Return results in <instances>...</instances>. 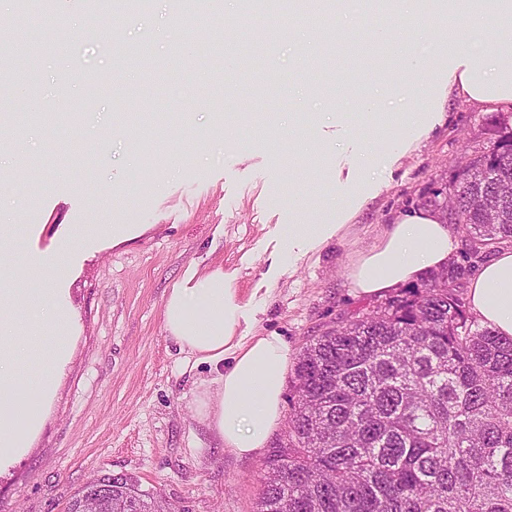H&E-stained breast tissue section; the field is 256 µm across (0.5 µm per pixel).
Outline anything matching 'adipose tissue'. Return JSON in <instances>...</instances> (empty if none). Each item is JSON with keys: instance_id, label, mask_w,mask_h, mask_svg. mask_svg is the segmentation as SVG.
Instances as JSON below:
<instances>
[{"instance_id": "1", "label": "adipose tissue", "mask_w": 512, "mask_h": 512, "mask_svg": "<svg viewBox=\"0 0 512 512\" xmlns=\"http://www.w3.org/2000/svg\"><path fill=\"white\" fill-rule=\"evenodd\" d=\"M406 79L401 94L417 104L395 117L397 136L378 152H365L351 133L374 116L372 100L359 110L336 115L338 155L348 166L337 187L326 224H284L280 235L289 262H297L341 235L359 208L387 185L394 168L413 144L427 137L456 96L482 104L512 108V34L498 32L491 53L453 41L440 67L415 55L403 59ZM454 249L451 230L440 214L417 210L386 225L376 241L361 252L348 270L358 293L383 295L443 269ZM236 275L216 268L188 269L166 290L163 328L167 337L192 359L208 365L195 399L199 421L224 449L238 458L260 457L283 418L288 371V344L278 333L252 330L254 309L242 302ZM469 303L482 324L512 338V249L492 257L469 282Z\"/></svg>"}]
</instances>
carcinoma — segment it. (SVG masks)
I'll use <instances>...</instances> for the list:
<instances>
[{"mask_svg":"<svg viewBox=\"0 0 512 512\" xmlns=\"http://www.w3.org/2000/svg\"><path fill=\"white\" fill-rule=\"evenodd\" d=\"M25 72L0 60V82ZM475 156V188L446 209L477 255L512 238V132ZM453 261L370 313L315 337L296 370L288 434L265 461L257 512H512V339L457 294ZM104 512H175L129 473Z\"/></svg>","mask_w":512,"mask_h":512,"instance_id":"1","label":"carcinoma"}]
</instances>
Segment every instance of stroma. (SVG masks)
I'll return each mask as SVG.
<instances>
[{"label":"stroma","instance_id":"1","mask_svg":"<svg viewBox=\"0 0 512 512\" xmlns=\"http://www.w3.org/2000/svg\"><path fill=\"white\" fill-rule=\"evenodd\" d=\"M63 7L75 20L61 26L57 49L32 38L18 60L33 82L9 105L28 117L22 136L0 133V220L16 227L0 260L14 269L13 287L34 288L49 272L29 266V255L54 253L80 225L145 230L72 255L63 282L71 357L30 448L0 467V512H65L105 472L137 476L178 512H254L264 461L223 451L198 421L195 382L208 368L186 370L167 338L165 292L192 267L236 271L240 298L263 303L256 331L283 336L292 371L315 336L372 310L378 299L356 294L350 262L398 214L442 211L462 161L492 141L496 114L464 100L446 105L342 235L294 266L277 264L279 225L326 222L336 161L321 144L336 138V113L358 106L354 88L336 82L341 60L323 63V32L332 29L345 47H370L360 70L380 120L365 124L359 140L371 152L397 134L393 115L413 107L391 92L401 52L439 64L447 52L439 30L451 23L462 32L467 21L438 4L423 30L404 14L382 42L352 29L359 0L332 9L302 0L293 29L229 44L215 32L239 26L244 14L228 0L193 14L150 0L146 14L107 36L81 25L84 0ZM160 22L171 38L152 43V71L119 66L117 47L148 39ZM302 48L315 76L296 72ZM144 101L159 117L150 138L124 122Z\"/></svg>","mask_w":512,"mask_h":512}]
</instances>
